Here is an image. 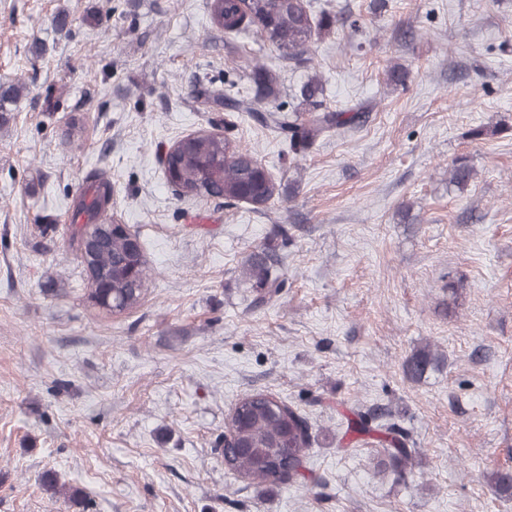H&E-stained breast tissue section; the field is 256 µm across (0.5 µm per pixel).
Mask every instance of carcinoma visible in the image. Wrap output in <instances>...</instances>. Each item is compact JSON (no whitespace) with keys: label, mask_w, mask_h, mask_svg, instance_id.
<instances>
[{"label":"carcinoma","mask_w":512,"mask_h":512,"mask_svg":"<svg viewBox=\"0 0 512 512\" xmlns=\"http://www.w3.org/2000/svg\"><path fill=\"white\" fill-rule=\"evenodd\" d=\"M212 25L224 33L236 34L256 27L281 52L290 58L300 56L313 39L328 34L335 19L316 15L309 0H208ZM257 84L273 89L277 77L267 68H253ZM23 85L0 84V118L6 104L18 98ZM323 86L312 78L301 88L305 112H286L271 106L262 96L227 98L225 106L267 128L288 144L294 154L309 149L321 136L331 131L356 128L365 118L362 112L334 111L324 106ZM167 170L176 173L175 193L180 198H217L224 203L245 202L265 207L278 195L276 182L265 166L239 140L230 136L201 133L169 148ZM473 178L467 158L455 159L449 184L459 190ZM112 208V182L95 179L92 194L81 196L74 204V224L70 225L68 248L79 252L84 231L90 225H101L92 253L94 276L89 278L90 299L94 305L121 313L140 304L147 289L148 268L139 237L123 224H109L104 215ZM276 260L267 252L250 255L247 271L254 280L256 296L253 307L267 305L281 292L284 280L274 271ZM433 363L428 352L411 356L405 363V374L419 379ZM347 431L355 434L353 443L373 440L389 451L398 466L411 457L409 435L395 425L372 424L362 413L352 411ZM219 455L224 468L239 478L257 485L274 486L288 480L306 484V459L311 448V423L300 411L288 406L271 393L246 392L232 409L228 442H219Z\"/></svg>","instance_id":"cac0c4a2"}]
</instances>
